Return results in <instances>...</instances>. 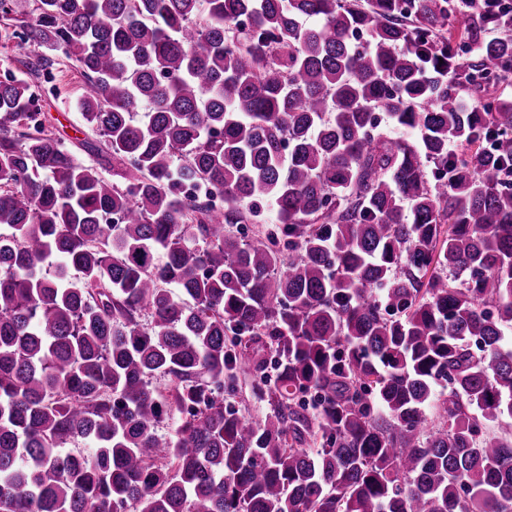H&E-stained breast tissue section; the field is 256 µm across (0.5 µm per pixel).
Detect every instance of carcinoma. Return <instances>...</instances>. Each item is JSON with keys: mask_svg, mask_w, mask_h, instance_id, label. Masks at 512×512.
Wrapping results in <instances>:
<instances>
[{"mask_svg": "<svg viewBox=\"0 0 512 512\" xmlns=\"http://www.w3.org/2000/svg\"><path fill=\"white\" fill-rule=\"evenodd\" d=\"M19 2L0 512H512V10ZM58 51L110 179L41 119ZM263 204L286 266L233 231ZM247 367L261 422L225 404Z\"/></svg>", "mask_w": 512, "mask_h": 512, "instance_id": "carcinoma-1", "label": "carcinoma"}]
</instances>
